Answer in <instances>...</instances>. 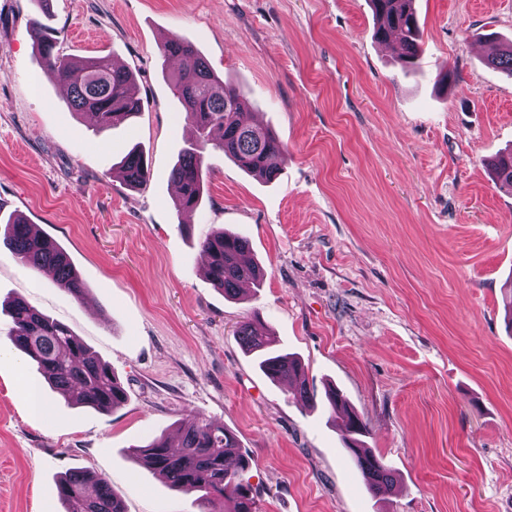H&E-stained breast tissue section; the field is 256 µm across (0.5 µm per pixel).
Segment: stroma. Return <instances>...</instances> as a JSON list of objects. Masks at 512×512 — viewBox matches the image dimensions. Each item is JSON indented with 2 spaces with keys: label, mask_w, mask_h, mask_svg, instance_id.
<instances>
[{
  "label": "stroma",
  "mask_w": 512,
  "mask_h": 512,
  "mask_svg": "<svg viewBox=\"0 0 512 512\" xmlns=\"http://www.w3.org/2000/svg\"><path fill=\"white\" fill-rule=\"evenodd\" d=\"M415 8L424 55L405 74L368 0H52L60 55L135 75L141 112L102 131L38 54L33 0H0V234L24 215L88 288L74 299L0 246V303L67 325L127 392L110 411L68 402L7 351L0 314V512H65L55 484L74 468L125 512H200L134 455L190 416L237 436L258 512H512V194L484 166L512 150V75L485 63L488 33L512 40V0ZM172 35L283 145L269 182L207 154L189 215L171 182L195 141L170 89L181 63L160 51ZM450 69L454 85L438 84ZM133 147L150 166L135 189L116 169ZM220 229L245 235L264 271L234 300L204 274L200 244ZM254 316L317 396L341 390L390 491L366 488L328 406L244 353L235 331Z\"/></svg>",
  "instance_id": "stroma-1"
}]
</instances>
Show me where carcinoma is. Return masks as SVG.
<instances>
[{
  "label": "carcinoma",
  "instance_id": "cac0c4a2",
  "mask_svg": "<svg viewBox=\"0 0 512 512\" xmlns=\"http://www.w3.org/2000/svg\"><path fill=\"white\" fill-rule=\"evenodd\" d=\"M369 2L377 21L375 37L398 42L401 68L406 72L416 69L423 50L414 0ZM33 32L46 65L67 86L75 111L93 113L99 128L109 129L142 110L143 101L131 70L114 66L108 56L70 60L58 55L49 26L38 19L33 22ZM161 50L169 58L193 59L191 69L179 71L171 80L173 94L184 106L198 143L181 155L171 172L178 187L177 210L191 212L199 206L208 148L232 159L252 175L267 181L275 179L278 168L272 159L282 154V145L268 128L241 119L248 106L244 90L217 77L189 41L171 36ZM487 64L512 74V44L497 48L487 58ZM489 166L496 184L512 191V153L491 159ZM119 172L131 187L146 184L150 177L143 153L134 150L123 158ZM8 224L11 230L7 245L22 265L51 272L57 285L77 300L85 296V283L60 244L35 233L31 225L19 219H11ZM201 252L207 260L210 281L226 297L237 296L242 283L260 280L259 267L245 259L249 241L241 235L218 231L201 243ZM9 317L10 343L37 366L52 388L78 404L104 411L116 409L126 401V392L118 386L112 369L68 327L20 298L10 303ZM237 336L246 350L258 353L259 366L268 378L275 382L293 381L295 396L314 400L302 364L272 349L273 340L261 327L244 321ZM326 399L332 412L339 415L341 439L368 490L377 494L390 488L393 471L382 458L364 448L361 437L368 433L366 425L349 408L340 391L329 389ZM178 432L179 447H171L168 439L158 436L135 447L136 456L162 475L173 490L197 495L196 501L207 512H223L221 505L226 501L231 504L229 512H257L253 488L244 478L251 458L241 453L237 437L222 425L197 418L182 421ZM57 493L66 512H124L123 502L109 482L82 469L61 478Z\"/></svg>",
  "mask_w": 512,
  "mask_h": 512
}]
</instances>
